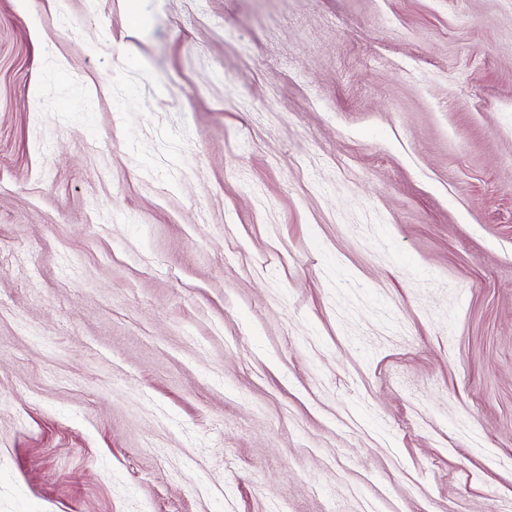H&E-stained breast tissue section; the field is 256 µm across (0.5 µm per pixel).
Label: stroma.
<instances>
[{"instance_id":"stroma-1","label":"stroma","mask_w":512,"mask_h":512,"mask_svg":"<svg viewBox=\"0 0 512 512\" xmlns=\"http://www.w3.org/2000/svg\"><path fill=\"white\" fill-rule=\"evenodd\" d=\"M0 512H512V0H0Z\"/></svg>"}]
</instances>
